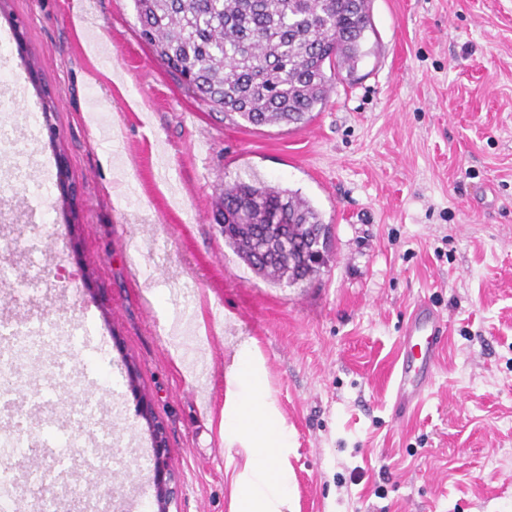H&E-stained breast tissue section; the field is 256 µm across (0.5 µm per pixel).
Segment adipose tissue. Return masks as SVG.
Here are the masks:
<instances>
[{"label": "adipose tissue", "mask_w": 512, "mask_h": 512, "mask_svg": "<svg viewBox=\"0 0 512 512\" xmlns=\"http://www.w3.org/2000/svg\"><path fill=\"white\" fill-rule=\"evenodd\" d=\"M224 437L247 456L231 489V512H291L288 430L272 399L257 349H241L227 375Z\"/></svg>", "instance_id": "obj_1"}]
</instances>
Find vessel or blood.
<instances>
[{"instance_id": "1", "label": "vessel or blood", "mask_w": 512, "mask_h": 512, "mask_svg": "<svg viewBox=\"0 0 512 512\" xmlns=\"http://www.w3.org/2000/svg\"><path fill=\"white\" fill-rule=\"evenodd\" d=\"M447 332L446 321L427 305H419L409 314L399 340L398 370L393 386L395 416L420 408L432 384L433 369Z\"/></svg>"}]
</instances>
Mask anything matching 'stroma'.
I'll use <instances>...</instances> for the list:
<instances>
[{"instance_id": "obj_1", "label": "stroma", "mask_w": 512, "mask_h": 512, "mask_svg": "<svg viewBox=\"0 0 512 512\" xmlns=\"http://www.w3.org/2000/svg\"><path fill=\"white\" fill-rule=\"evenodd\" d=\"M9 10L0 74L17 107L0 124L48 193L0 180L12 265L43 266L37 295L0 286V318L80 338L77 384L54 399L100 410L107 448L88 464L109 512L156 510L142 392L166 429L170 512H229L245 450L220 425L245 343L288 428L294 512H512V0H371L354 81L299 127L195 99L141 39L133 0ZM12 17L53 93L68 210ZM249 180L300 192L331 225L320 276L273 284L225 245L217 190ZM422 301L448 338L399 422L389 376Z\"/></svg>"}]
</instances>
